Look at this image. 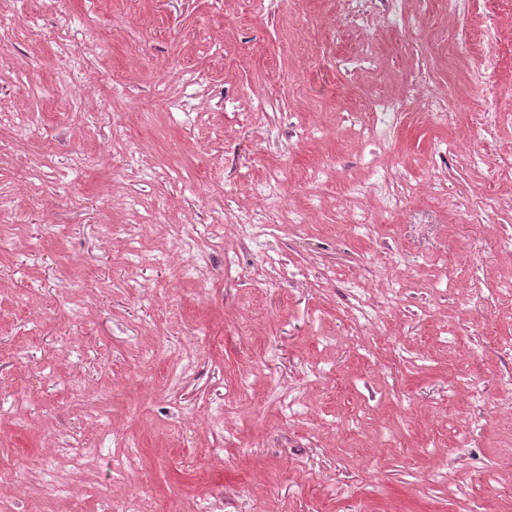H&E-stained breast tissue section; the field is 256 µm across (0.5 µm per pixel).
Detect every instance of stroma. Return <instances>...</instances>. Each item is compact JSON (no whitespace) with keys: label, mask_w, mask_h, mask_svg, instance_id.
I'll use <instances>...</instances> for the list:
<instances>
[{"label":"stroma","mask_w":512,"mask_h":512,"mask_svg":"<svg viewBox=\"0 0 512 512\" xmlns=\"http://www.w3.org/2000/svg\"><path fill=\"white\" fill-rule=\"evenodd\" d=\"M396 6L407 26L374 14L365 32L342 0H0V499L13 512H102L130 493L143 512H512V412L497 396L512 297L495 292L512 277L499 247L512 112L470 82L490 67L512 94V0ZM192 71L206 81L184 84ZM422 74L456 103L447 125L408 97ZM393 98L408 105L384 143L360 136L352 113ZM375 157L394 171L389 212L348 194ZM278 166L280 205L305 221L243 243L234 221L262 209L253 188ZM461 197L495 205L465 213ZM363 209L358 236L348 217ZM212 224L224 244L187 280L177 242ZM395 251L402 266L381 265ZM299 268L336 278L318 290ZM351 277L374 298L395 284L382 331L349 321ZM471 288L490 292L482 313L464 305ZM173 343L191 370L176 371ZM465 374L488 414L452 458ZM296 386L307 407L290 417ZM93 441L101 453L75 463ZM129 446L137 467L115 482ZM47 454L67 499L40 494Z\"/></svg>","instance_id":"35a3bbf8"}]
</instances>
